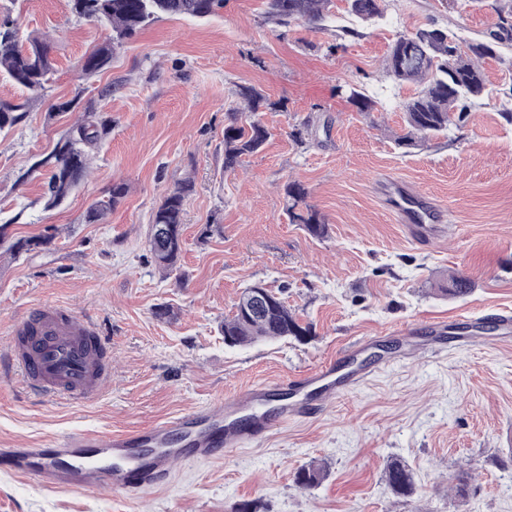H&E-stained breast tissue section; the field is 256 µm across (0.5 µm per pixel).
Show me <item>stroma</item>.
<instances>
[{
  "label": "stroma",
  "instance_id": "obj_1",
  "mask_svg": "<svg viewBox=\"0 0 512 512\" xmlns=\"http://www.w3.org/2000/svg\"><path fill=\"white\" fill-rule=\"evenodd\" d=\"M51 39L56 70L46 97L0 134V229L9 239L55 228L51 245L0 254V448H35L72 431L132 433L263 383L350 356L367 376L321 411L277 426L217 460L183 463L133 506L113 493L88 496L16 476L0 465V512H512V40L482 59L487 95L448 137L403 152L400 100L383 69L397 37L433 24L463 43L498 28L495 0L458 13L452 0H392L386 17L346 34V0L326 27L269 20L265 0H225L209 19L163 17L117 49L100 72L84 57L111 30L71 14L67 0H0V17ZM275 102L262 114L272 137L224 170V127L238 86ZM380 101L356 111L338 87ZM75 111L51 116L57 102ZM97 112L111 131L88 176L59 207L45 209L49 153L78 113ZM398 180L438 210V238L409 242L375 181ZM191 180L180 270L163 277L146 241L165 191ZM307 190L327 233L311 236L288 215L286 182ZM127 194L103 223L85 220L114 183ZM219 221L221 233L204 235ZM473 279L463 298L435 294L450 273ZM260 283L302 323L305 340L225 346L221 326L240 292ZM50 305L93 321L112 351V379L87 406L65 405L23 385L7 358L11 323ZM171 314L159 317V307ZM413 474L411 497L383 480L391 460ZM325 465L302 488L298 472ZM468 483L465 497L454 488Z\"/></svg>",
  "mask_w": 512,
  "mask_h": 512
}]
</instances>
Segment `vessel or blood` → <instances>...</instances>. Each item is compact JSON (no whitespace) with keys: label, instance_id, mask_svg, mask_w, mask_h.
<instances>
[{"label":"vessel or blood","instance_id":"obj_1","mask_svg":"<svg viewBox=\"0 0 512 512\" xmlns=\"http://www.w3.org/2000/svg\"><path fill=\"white\" fill-rule=\"evenodd\" d=\"M382 190L411 242L436 237L439 217L431 203L392 181ZM105 349L93 323L51 307L15 321L8 355L29 388L70 404H88L111 379L99 358ZM349 383L331 362L293 380L295 401L279 404L270 414L261 410L267 388L254 385L226 398L218 410H196L132 434L74 431L49 438L39 448L2 449L0 456L14 473L44 484L88 494L109 490L134 501L143 489L165 485L177 463L219 458L262 439L275 426L303 417L310 395L327 399Z\"/></svg>","mask_w":512,"mask_h":512}]
</instances>
